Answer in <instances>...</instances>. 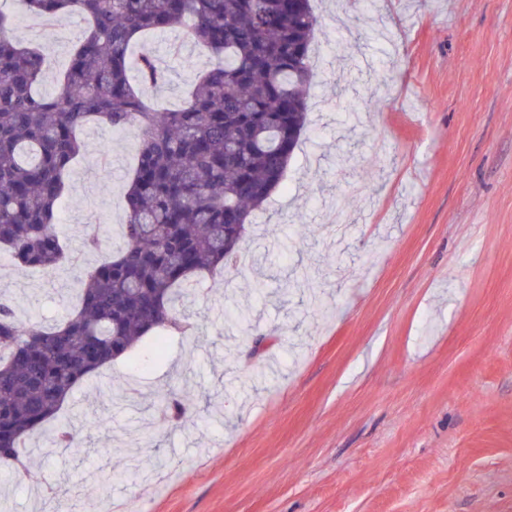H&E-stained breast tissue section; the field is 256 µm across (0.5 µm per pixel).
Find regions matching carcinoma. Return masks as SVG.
<instances>
[{"label":"carcinoma","mask_w":512,"mask_h":512,"mask_svg":"<svg viewBox=\"0 0 512 512\" xmlns=\"http://www.w3.org/2000/svg\"><path fill=\"white\" fill-rule=\"evenodd\" d=\"M23 3L44 20L79 13L86 31L47 96L44 54L10 35L0 10V248L15 266L51 275L68 259L55 217L87 126L134 127L139 144L125 245L86 271L80 304L46 331L0 300V461L20 466L26 439L105 364L149 333L191 330L178 302L202 273L236 262L250 214L284 180L308 121L320 26L310 0ZM173 29L213 59L177 110L144 97L166 81L154 57H130L140 37ZM101 244L99 225L85 226L82 248Z\"/></svg>","instance_id":"cac0c4a2"}]
</instances>
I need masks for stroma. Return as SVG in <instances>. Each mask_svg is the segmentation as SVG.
<instances>
[{
	"label": "stroma",
	"instance_id": "35a3bbf8",
	"mask_svg": "<svg viewBox=\"0 0 512 512\" xmlns=\"http://www.w3.org/2000/svg\"><path fill=\"white\" fill-rule=\"evenodd\" d=\"M346 2L343 21L313 2L308 126L237 269L196 284L199 336L161 355L146 338L79 388L59 414L78 450L29 438L24 480L0 464L7 512H35L51 480L68 512H512V0ZM5 8L56 91L83 19ZM144 50L169 108L211 65L178 30ZM83 140L58 223L75 259L48 276L0 251L25 325L62 320L122 244L136 142ZM88 224L103 253L79 250ZM239 308L247 322L225 318ZM159 390L186 414L159 423Z\"/></svg>",
	"mask_w": 512,
	"mask_h": 512
}]
</instances>
